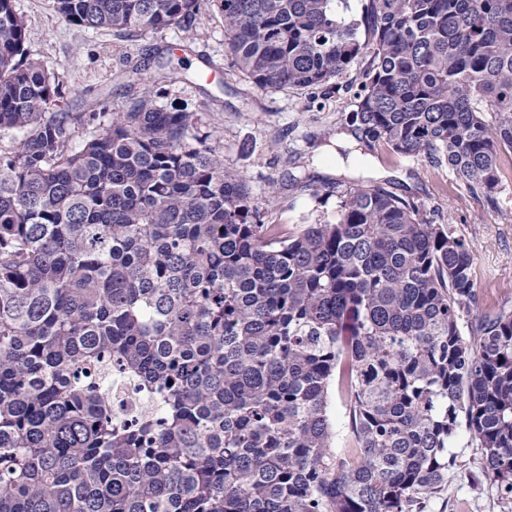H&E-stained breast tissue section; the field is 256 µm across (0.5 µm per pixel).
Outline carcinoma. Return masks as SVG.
Returning a JSON list of instances; mask_svg holds the SVG:
<instances>
[{"instance_id": "obj_1", "label": "carcinoma", "mask_w": 512, "mask_h": 512, "mask_svg": "<svg viewBox=\"0 0 512 512\" xmlns=\"http://www.w3.org/2000/svg\"><path fill=\"white\" fill-rule=\"evenodd\" d=\"M232 66L263 90L333 93L343 129L448 162L494 200L512 153V0H211ZM126 37L201 0H52ZM0 0V512H412L460 428L512 500V311L465 336L471 255L380 187L295 234L257 224L202 118L146 91L54 110ZM158 400L113 418L112 369ZM350 448L333 446L331 388Z\"/></svg>"}]
</instances>
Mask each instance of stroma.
Masks as SVG:
<instances>
[{
	"instance_id": "1",
	"label": "stroma",
	"mask_w": 512,
	"mask_h": 512,
	"mask_svg": "<svg viewBox=\"0 0 512 512\" xmlns=\"http://www.w3.org/2000/svg\"><path fill=\"white\" fill-rule=\"evenodd\" d=\"M27 26L30 58L58 73L59 100L68 112H95L104 94L121 101L141 95L125 78L128 60L149 66L179 54L187 73L158 79V105L202 115L226 167L240 172L261 223L294 232L333 217L337 193L357 185L380 186L419 206L424 215H449L472 256L476 304L463 308L470 331L481 317L512 311V158L503 157L496 203L472 194L447 165H433L379 147L359 149L341 133L353 97H328L256 87L231 64L224 22L203 0L191 26L146 31L127 39L107 29L75 26L50 0H12ZM454 474L443 491L419 500L418 512H512L482 469L477 439L459 431L452 443Z\"/></svg>"
}]
</instances>
